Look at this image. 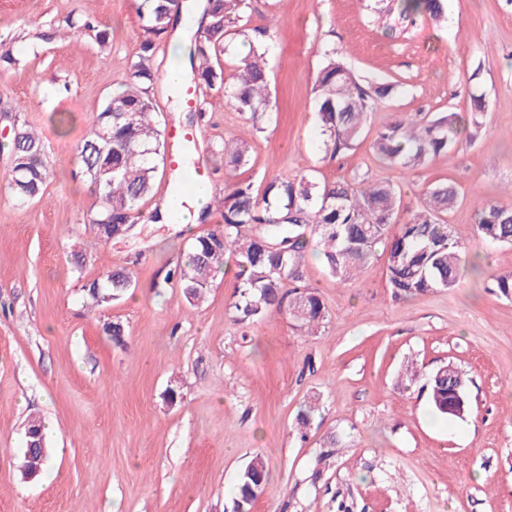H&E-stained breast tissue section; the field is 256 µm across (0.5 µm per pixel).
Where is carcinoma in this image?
Instances as JSON below:
<instances>
[{"label":"carcinoma","mask_w":512,"mask_h":512,"mask_svg":"<svg viewBox=\"0 0 512 512\" xmlns=\"http://www.w3.org/2000/svg\"><path fill=\"white\" fill-rule=\"evenodd\" d=\"M142 22V40L130 65L128 79L113 90L93 121L90 134L77 147L80 173L95 196L85 225L102 238L104 224L136 223L140 204L152 190L161 153L162 130L155 118L150 89L157 80L156 42L169 31L177 0H132ZM247 0H208L209 24L191 41L189 62L194 84L224 89L226 102L256 119L269 105L267 55L274 43L271 26H248ZM374 26L392 36L398 26L421 17L439 21L443 0H374L369 5ZM248 47L238 62L235 82L224 81L227 36ZM313 93L324 152L343 154L362 136L370 113L393 96L396 85L363 83L336 52H323ZM469 120L457 112L436 119H398L377 131L373 149L384 162L404 171L423 167L429 158L451 152ZM251 143L239 138L224 145V166L231 171L248 162ZM40 137L26 125L18 126L11 142L12 162L3 183L15 200L26 205L44 196L48 172ZM459 201L455 185L447 182L428 188L421 205L406 222L394 225L401 204L400 190L392 184L356 177L351 181L322 182L311 174L276 177L263 191L249 180H236L224 196L213 200L224 224L196 237L183 263L165 283L182 289L188 302L200 301L228 259L239 268L238 300L232 321L251 324L275 310L284 312L304 333L314 332L326 317L317 291L305 281L304 261L311 243L328 272L342 282L362 275L371 266L376 248L387 253V285L391 295L405 300L436 289L456 286L468 249L456 240L453 227L442 215ZM476 240L512 245V210L493 202L475 212ZM132 286L125 268L112 270L84 285L93 306L118 299ZM430 403L447 418H464L469 403L466 381L453 362L428 375ZM48 448L24 456L22 474L42 472ZM268 485L264 462L255 456L241 473L234 512H251Z\"/></svg>","instance_id":"obj_1"}]
</instances>
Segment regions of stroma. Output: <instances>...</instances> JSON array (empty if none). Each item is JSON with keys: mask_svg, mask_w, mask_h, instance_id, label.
<instances>
[{"mask_svg": "<svg viewBox=\"0 0 512 512\" xmlns=\"http://www.w3.org/2000/svg\"><path fill=\"white\" fill-rule=\"evenodd\" d=\"M368 3L251 0L250 23L276 28L271 104L257 121L207 89L206 122L188 125L181 95L157 82L165 154L180 164L159 167L130 235L104 241L84 226L94 198L74 158L127 79L141 22L131 0H0V43L15 58L0 64V173L21 123L42 136L49 173L44 198L28 205L0 185V512H233L257 455L268 489L252 512H512V297L489 288L512 272V245L474 242L480 201L512 209V0H445L441 24L396 38L370 24ZM330 48L361 79L398 89L355 149L334 158L320 149L312 94ZM448 112L477 118L451 153L409 172L376 157L387 123ZM187 129L197 136L188 156L178 137ZM243 136L249 162L227 175L223 148ZM195 170L215 196L233 178L261 189L306 170L328 182L365 173L400 187L402 220L427 187L453 183L462 200L444 219L469 245L471 267L453 289L397 300L383 251L344 284L311 250L306 281L327 310L317 333L276 312L235 324V266L198 304L162 285L193 236L222 221L217 212L190 229L149 221L173 179ZM115 267L129 269L132 288L89 306L84 284ZM114 322L125 329L118 342L106 331ZM450 361L467 379L461 419L436 415L421 384ZM409 365L420 381L403 379ZM171 388L181 394L173 404ZM33 417L47 422L52 454L47 472L26 481Z\"/></svg>", "mask_w": 512, "mask_h": 512, "instance_id": "1", "label": "stroma"}]
</instances>
